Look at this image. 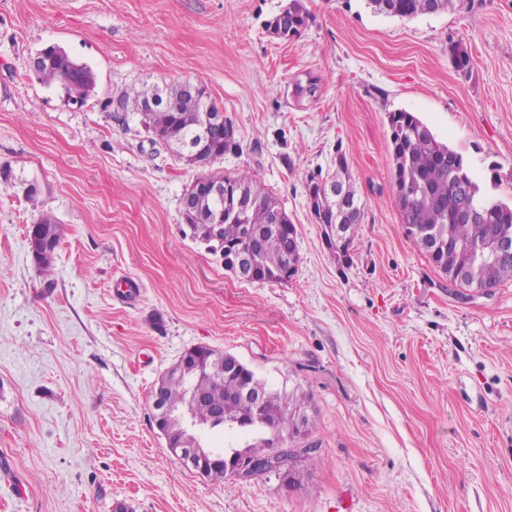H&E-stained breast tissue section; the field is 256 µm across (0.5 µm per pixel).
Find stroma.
I'll return each instance as SVG.
<instances>
[{
	"instance_id": "stroma-1",
	"label": "stroma",
	"mask_w": 512,
	"mask_h": 512,
	"mask_svg": "<svg viewBox=\"0 0 512 512\" xmlns=\"http://www.w3.org/2000/svg\"><path fill=\"white\" fill-rule=\"evenodd\" d=\"M285 2L0 0V167L20 180L0 183V512H512V281L466 294L407 237L388 135L414 113L512 201V0L413 19L303 0L281 40L266 22ZM50 45L92 69L86 103L32 72ZM184 81L236 129L211 169L249 171L295 224L288 281H238L186 237L201 167L114 120L121 91ZM340 152L365 212L345 257L306 199ZM46 211L62 240L45 276L27 234ZM200 345L301 397L294 444L318 450L300 487L205 480L170 453L151 395Z\"/></svg>"
}]
</instances>
